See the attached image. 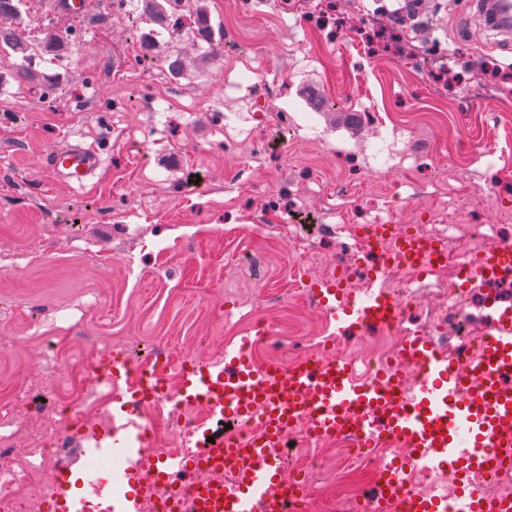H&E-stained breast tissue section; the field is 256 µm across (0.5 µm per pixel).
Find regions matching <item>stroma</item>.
Wrapping results in <instances>:
<instances>
[{
    "instance_id": "35a3bbf8",
    "label": "stroma",
    "mask_w": 512,
    "mask_h": 512,
    "mask_svg": "<svg viewBox=\"0 0 512 512\" xmlns=\"http://www.w3.org/2000/svg\"><path fill=\"white\" fill-rule=\"evenodd\" d=\"M48 2L24 0L17 30L34 45L48 30L68 35L41 66L55 87L18 84L0 57V399L33 404L26 418L0 412V434L21 430L32 448L52 434L57 462L73 457L55 405H96L65 378L99 336L136 361L180 349L217 366L219 342L267 311L262 356L308 354L311 335L330 338L335 323L267 290L294 266L308 280L337 267L349 226L387 206L390 187L406 231L442 232L453 252L480 225L512 232V208L481 202L512 201V33L484 24L481 0H422L403 31L411 62L373 39L396 20L364 12V0H205L223 56L162 33L146 58L140 37L154 25L124 0H91L83 17L50 14ZM436 42L454 55L455 80L424 59ZM76 143L102 159L81 188L45 166ZM461 184L480 201L459 224L448 202ZM228 228L254 235L269 277L225 268ZM297 236L315 264L295 252ZM406 325L459 347L484 322L420 311ZM41 352L53 376L32 371Z\"/></svg>"
}]
</instances>
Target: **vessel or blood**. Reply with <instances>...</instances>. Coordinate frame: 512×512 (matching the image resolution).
<instances>
[{"instance_id":"b4317fda","label":"vessel or blood","mask_w":512,"mask_h":512,"mask_svg":"<svg viewBox=\"0 0 512 512\" xmlns=\"http://www.w3.org/2000/svg\"><path fill=\"white\" fill-rule=\"evenodd\" d=\"M101 164L92 148L72 145L50 152L53 176L85 186ZM387 246V259L421 270L442 263L447 247L392 226L376 228ZM512 270V241L500 243L461 268L460 288L469 290ZM371 287L351 291L340 283L314 289L317 306L336 324L337 334L362 333L404 322L401 300L382 286L374 270ZM401 357L419 377L405 389L396 370L386 368L361 379L354 362L309 356L285 367L269 362L255 367L239 346L226 348L218 368L184 364L180 396L210 405L209 424L185 435L187 452L169 457L142 448L139 436L113 441L95 438L79 448L52 476L54 512H141L151 488L131 489L134 472L150 468L169 485L156 512H288L310 493L306 483L284 485L277 453L289 427L308 419L315 436L346 437L359 447L402 442L410 454L381 465V482L362 512H448V498L415 489L413 472L455 471L462 512H512V500L489 498L481 490L486 476L512 475V305L499 310L478 338L476 351H445L433 337L405 330ZM261 420L260 437L244 442L225 438V422ZM196 467L222 468L233 478L218 487L192 480L172 483V476Z\"/></svg>"}]
</instances>
